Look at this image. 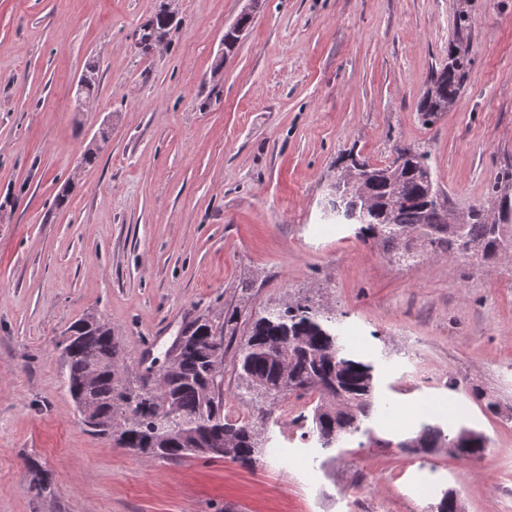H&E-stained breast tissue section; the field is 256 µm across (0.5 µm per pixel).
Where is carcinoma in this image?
Returning a JSON list of instances; mask_svg holds the SVG:
<instances>
[{"mask_svg":"<svg viewBox=\"0 0 512 512\" xmlns=\"http://www.w3.org/2000/svg\"><path fill=\"white\" fill-rule=\"evenodd\" d=\"M469 2L460 0L454 35L448 41V64L434 74L418 104L426 123L448 111L466 85L471 68ZM108 139V130L100 129L84 150L85 165L98 161ZM429 160V151L414 146L398 152L396 160L381 168L351 155L343 161L342 170L351 183L343 208L371 202L358 234L397 249L396 258L406 265L441 250L454 258L512 260L508 223L512 198L501 193V185L512 181V170L502 172L491 186V205L474 206L458 215L440 206ZM236 318L235 314L223 321L196 318L184 350L162 368L153 390L124 375L119 345L107 323L98 320L90 327L80 319L70 325V339L62 347L68 392L90 404L94 432L110 434L122 447L148 458L154 457L155 448L170 449L167 460L192 455L179 439L154 433L158 413L169 410L189 423L196 439L232 442L237 449L233 459L250 463L269 442L262 430L270 412H259L253 421H228L220 388H205L215 367L224 363V327ZM344 351L336 317L306 296L291 297L249 320L238 350V375L246 392L271 401L288 391L275 390L283 366L290 382H316L308 392L318 394V403L312 415L301 414L299 421L303 435L318 448H334L357 434H368L365 423L379 408L372 364L349 358ZM457 441L467 443L455 453L459 458L481 457L489 448L488 438L479 432L462 428L447 435L433 425L396 447L451 448Z\"/></svg>","mask_w":512,"mask_h":512,"instance_id":"obj_1","label":"carcinoma"}]
</instances>
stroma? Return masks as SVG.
Here are the masks:
<instances>
[{
  "instance_id": "stroma-1",
  "label": "stroma",
  "mask_w": 512,
  "mask_h": 512,
  "mask_svg": "<svg viewBox=\"0 0 512 512\" xmlns=\"http://www.w3.org/2000/svg\"><path fill=\"white\" fill-rule=\"evenodd\" d=\"M162 2L0 0V512H436L448 491L462 512H512V261L408 266L323 211L341 157L383 167L418 145L442 206L489 203L512 169V0H471L466 87L430 123L418 103L458 0H262L229 57L242 0H180L144 41ZM91 58L100 88L78 112ZM298 296L372 363L383 446L317 450L293 423L313 394L272 405L250 465L147 459L83 425L61 349L75 320L111 325L134 380L196 317L238 313L221 390L236 421L257 415L238 389L246 319ZM426 424L490 446L398 449Z\"/></svg>"
}]
</instances>
